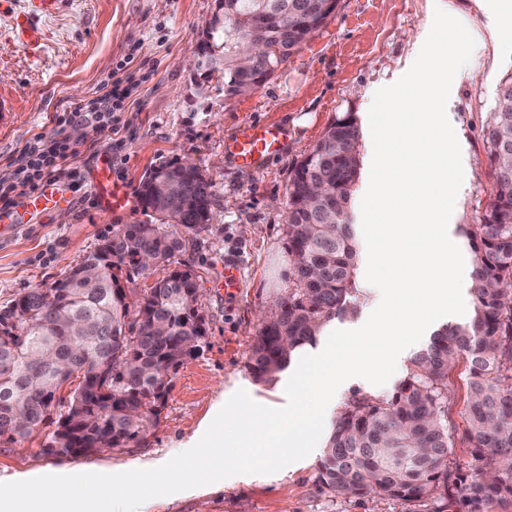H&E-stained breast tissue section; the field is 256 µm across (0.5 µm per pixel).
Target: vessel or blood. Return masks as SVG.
<instances>
[{
    "mask_svg": "<svg viewBox=\"0 0 512 512\" xmlns=\"http://www.w3.org/2000/svg\"><path fill=\"white\" fill-rule=\"evenodd\" d=\"M60 0H26L24 9L15 17L14 35L17 44L30 55H37L43 42L41 23L52 17ZM288 142V129L280 123H248L224 142V152L244 171L260 168L278 156ZM89 186L101 207L118 211L129 208L131 199L124 185L112 175L109 162H100L92 173ZM66 198L55 182L49 181L28 196L17 207H0V222L16 227L27 215L59 208Z\"/></svg>",
    "mask_w": 512,
    "mask_h": 512,
    "instance_id": "b4317fda",
    "label": "vessel or blood"
}]
</instances>
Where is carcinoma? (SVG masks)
<instances>
[{
    "instance_id": "cac0c4a2",
    "label": "carcinoma",
    "mask_w": 512,
    "mask_h": 512,
    "mask_svg": "<svg viewBox=\"0 0 512 512\" xmlns=\"http://www.w3.org/2000/svg\"><path fill=\"white\" fill-rule=\"evenodd\" d=\"M323 4L230 0L202 41L223 59L206 71L222 70L225 93L237 94L252 77L236 64L240 45L250 41L255 71L270 78L267 61L284 64L326 23L331 13ZM498 99L484 134L494 191L461 227L473 264L474 313L437 329L391 395H354L343 405L318 467V481L336 496L415 500L449 492L448 371L463 357L470 371L467 439L494 467L461 486L463 502L469 512L512 502V72ZM360 167V126L346 113L294 169L286 224L291 279L251 347L248 368L257 381L276 379L330 321L356 312L351 211ZM188 198L195 207L184 208ZM139 203L148 219L117 225L81 263L99 268L97 283L82 281L75 267L0 308V438L20 444L51 423V452L78 457L101 445L123 448L157 421L170 372L200 350L205 329L193 270L169 271L133 306L122 280L139 274L145 259L174 263L207 231L212 183L199 168L162 164L144 177ZM77 370L84 382L68 400L47 401V390Z\"/></svg>"
}]
</instances>
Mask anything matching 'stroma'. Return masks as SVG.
Instances as JSON below:
<instances>
[{
	"label": "stroma",
	"mask_w": 512,
	"mask_h": 512,
	"mask_svg": "<svg viewBox=\"0 0 512 512\" xmlns=\"http://www.w3.org/2000/svg\"><path fill=\"white\" fill-rule=\"evenodd\" d=\"M25 0L0 10V171L11 202L31 188L19 155L35 136L53 140L55 116L72 103L91 102L125 80L116 64L133 55L145 80L129 89L111 122L81 124L78 156L58 183L67 190L65 209L31 217L0 244V308L19 293L47 288L84 260L118 224H136L139 204L121 213L101 210L89 187L99 162L137 194L150 168L191 157L213 185L214 218L208 233L178 255L181 267L198 275V309L207 333L200 352L172 374L158 423L127 447L77 458L45 448V436L24 444L0 439V476L35 478L47 471L118 473L145 461L170 458L201 434L237 390L268 407L285 405L289 372L265 384L246 363L261 327V315L288 289L290 263L283 212L288 182L297 163L327 126L352 113L361 129L363 161L358 193H365L372 159L368 111L375 92L395 83L412 65L432 26L435 9L460 20L475 39L469 62L452 83L446 105L461 148L464 179L448 224L458 231L493 192L483 129L493 112L498 86L512 71V25L502 0H338L335 13L305 40L270 79L249 95L224 92L222 71L197 69L196 37L211 20L217 0H62L43 21L38 56L16 48L14 14ZM278 122L290 131L284 151L269 164L243 172L224 152V140L247 122ZM238 263L242 288L225 294L217 283L224 265ZM415 348L402 352L396 370L381 386L362 378L345 381L325 418L333 420L353 394H391L403 379ZM469 364L459 360L448 373V430L455 441L452 473L472 476L486 469L466 440ZM321 449L272 474H238L217 487L200 486L149 499L146 512H466L459 493L408 501L379 494L340 497L318 482Z\"/></svg>",
	"instance_id": "stroma-1"
}]
</instances>
